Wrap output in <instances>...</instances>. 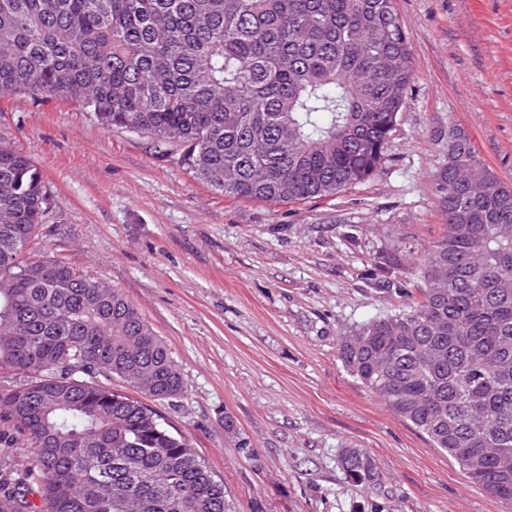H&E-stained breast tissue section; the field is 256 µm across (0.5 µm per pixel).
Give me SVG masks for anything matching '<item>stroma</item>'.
Instances as JSON below:
<instances>
[{"label": "stroma", "instance_id": "stroma-1", "mask_svg": "<svg viewBox=\"0 0 512 512\" xmlns=\"http://www.w3.org/2000/svg\"><path fill=\"white\" fill-rule=\"evenodd\" d=\"M396 8L406 104L376 175L330 197L229 198L76 105L0 101V146L30 157L50 193L29 256L119 289L166 341L185 388L153 407L223 479L232 512H506L338 354L419 300L449 132L512 185V0ZM346 448L374 458L379 485L346 482Z\"/></svg>", "mask_w": 512, "mask_h": 512}]
</instances>
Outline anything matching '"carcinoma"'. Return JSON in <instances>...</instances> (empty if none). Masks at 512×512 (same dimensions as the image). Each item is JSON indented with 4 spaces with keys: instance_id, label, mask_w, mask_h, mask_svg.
<instances>
[{
    "instance_id": "obj_1",
    "label": "carcinoma",
    "mask_w": 512,
    "mask_h": 512,
    "mask_svg": "<svg viewBox=\"0 0 512 512\" xmlns=\"http://www.w3.org/2000/svg\"><path fill=\"white\" fill-rule=\"evenodd\" d=\"M413 81L395 0H0V99L51 96L151 138L225 196L295 203L374 176ZM448 150L486 183L439 173L443 235L421 301L375 318L340 359L468 480L512 508V187L459 130ZM48 190L0 146V512H229L224 482L151 406L179 395L172 352L119 290L26 246ZM105 375L134 395L93 381ZM347 482L374 484L347 448Z\"/></svg>"
}]
</instances>
